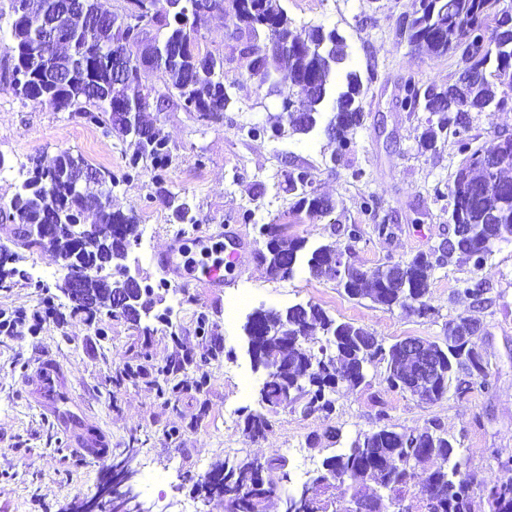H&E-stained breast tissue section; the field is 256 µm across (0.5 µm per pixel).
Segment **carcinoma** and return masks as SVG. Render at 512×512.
I'll return each mask as SVG.
<instances>
[{
  "mask_svg": "<svg viewBox=\"0 0 512 512\" xmlns=\"http://www.w3.org/2000/svg\"><path fill=\"white\" fill-rule=\"evenodd\" d=\"M204 8L209 0H138L147 3L138 23H125V13L105 15L98 0H0V21L6 20L8 42L4 49L12 66L9 91L18 98L36 101L47 98L59 109L68 111L88 126L109 137L117 134L130 140L132 154L127 158L126 177L142 170L154 172L164 203L181 224H197L188 199L163 187L162 174L171 149L157 132L143 123L155 88L142 84L141 70H156L163 79L165 94L178 100L182 109L198 120L217 122L224 118L235 98L224 85V56L203 51L195 35V21L185 13L189 2ZM69 3L81 26L63 25L58 29L65 52L43 48L36 30L43 14L55 5ZM217 13L238 21L229 39L238 42L240 52L251 58L248 79H255L274 92L281 91V75L288 74V97L296 99L300 112H290L266 129L254 126L250 134L261 137L272 131L280 136L307 134L331 103L328 135L336 140L342 153L351 150L350 130L363 121L366 88L355 71L341 73L347 54L336 32H324L312 26L301 32L281 0H214ZM399 35L414 49L433 56L455 59L458 79L446 86H418L409 77L401 86L400 107L406 112H427V127L419 139L423 151L433 150L448 128H454L456 146L462 163L450 184L436 185L434 193L450 200L451 224H466L468 233L457 238L453 250L444 253H418L407 265L406 287L395 288L388 278L398 265L387 263L372 270L352 264L336 274V247L307 246V240L281 238L276 224H263L259 234L264 250L258 259L267 264L275 279L289 278L296 266L306 264L315 278L333 280L351 299L364 297L389 309L413 308L419 315L431 313L425 296L433 270L456 257L476 269L481 268L497 242L512 241V154L490 172L480 164L485 151L473 147L468 135L467 114L512 109V3L505 0H419V6L397 22ZM118 44L134 72L125 80L112 77V70L100 64L98 53ZM87 165L86 160L63 151L53 166L35 165L31 176L9 201H0V224L37 225L80 224L85 214L95 211L99 220L87 226L94 234L112 228V255L125 251L137 237L138 221L134 212L109 210L108 194L75 188L71 172ZM288 191L294 195V209L320 221L336 223L332 218L338 202L318 194L312 168L294 166L283 173ZM497 212V223L487 221L488 212ZM15 244L31 249L55 252L63 262L72 258L67 236L42 239L14 232ZM84 287L101 307L123 290L117 281L89 279ZM253 324L265 326L266 336L255 339V351L263 364L279 370L266 373L261 390L262 403L283 407L302 403V412L329 417L335 410L336 387L341 383L360 385L366 381L367 368L384 364L386 383L394 391L409 392L413 373L402 359L401 342L387 345L372 332L351 322H338L318 305L297 304L285 310L256 309L250 315ZM322 330L326 344L318 349L307 346L316 330ZM302 340H296V337ZM446 376L426 401L434 402L455 389L458 395L474 386L489 387L488 370L481 355L470 347L441 345ZM186 354L168 368V378L157 384L160 393H176L180 382L173 374L193 364ZM243 432L251 439L270 430L269 420L247 408L241 411ZM425 468L429 493L410 488V473ZM455 459V441L431 427L414 431H396L387 426L357 435L348 451L327 457L317 474L331 473L343 491L333 498L340 505L358 497L357 485L377 487V499H384L392 512H474L470 495L471 479L461 471ZM288 481V459L275 454L266 459L249 455L211 464L197 483L198 491L209 498L225 491L235 493L224 501L226 512H265L266 498ZM487 512H512V483L493 485L484 493Z\"/></svg>",
  "mask_w": 512,
  "mask_h": 512,
  "instance_id": "carcinoma-1",
  "label": "carcinoma"
}]
</instances>
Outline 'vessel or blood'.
I'll list each match as a JSON object with an SVG mask.
<instances>
[{
	"label": "vessel or blood",
	"mask_w": 512,
	"mask_h": 512,
	"mask_svg": "<svg viewBox=\"0 0 512 512\" xmlns=\"http://www.w3.org/2000/svg\"><path fill=\"white\" fill-rule=\"evenodd\" d=\"M211 235L198 236L197 243L201 247H213L216 258L212 263H186L182 257L186 245L182 239H174L169 250L159 255L160 264L174 277L176 286L190 287L202 282L211 288H224L232 285L246 267V259L238 251L225 250L224 246H212Z\"/></svg>",
	"instance_id": "vessel-or-blood-1"
}]
</instances>
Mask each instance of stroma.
I'll return each mask as SVG.
<instances>
[{
	"mask_svg": "<svg viewBox=\"0 0 512 512\" xmlns=\"http://www.w3.org/2000/svg\"><path fill=\"white\" fill-rule=\"evenodd\" d=\"M417 2L285 0L295 26L336 31L346 45V69L369 81L354 149L342 158H334L336 145L322 122L304 135L249 136L250 127L269 124L281 106L280 97L267 96L254 81L237 91L234 106L214 123L198 121L172 99L150 102L144 116L172 151L165 186L187 197L199 231L241 238L256 251L263 245L260 225L277 224L309 245H334L365 270L406 263L451 235L448 201L435 197L432 188L454 179L462 160L455 137L445 135L435 150L421 151L426 113L396 105L405 79L441 84L456 72L453 59L418 52L398 34L399 17ZM10 65L0 47V156L47 166L68 150L117 176L111 208L137 215L140 236L127 264L131 275L150 287L153 315L137 324L103 312L88 319L61 291L58 256L20 250L18 275L0 288V318L26 316L12 334L0 335V512H62L70 503L94 498L113 459L133 437L142 442L137 491L151 512H225L223 500L203 499L195 485L206 466L227 455H286L288 486L302 487L326 457L346 451L357 434L384 425L402 431L433 424L454 439L473 479L477 512L484 508L486 487L512 481V470L504 466L512 459V242L495 244L481 269L454 261L435 270L426 294L433 312L427 316L349 298L334 281L312 277L303 264L292 277L275 279L253 259L233 286L175 287L157 257L175 238L178 222L158 199L152 173L123 179L129 143L102 136L48 100L12 96L3 77ZM469 133L476 147L493 148L500 135L512 134V109L471 113ZM294 165L313 167L318 193L338 200L335 223L293 212L294 198L282 173ZM368 196L377 200L376 210L361 209ZM245 211L252 215L247 224L241 219ZM382 222L392 224L391 237L371 234L372 225ZM350 224L364 230L362 242L350 244L344 233ZM475 288L482 289V297L472 296ZM299 303L320 305L336 320L363 326L388 344L409 336L441 343L450 321L469 317L482 327L473 344L493 388L463 396L451 391L427 403L391 391L384 365L376 364L365 385L338 386L330 418L298 407L267 411L260 400L264 373L251 362L243 325L256 308L283 310ZM163 312L169 313L168 321H159ZM203 315L208 318L204 334L198 330ZM214 336L224 351L212 359ZM186 353L196 362L178 372L183 390L176 395H160L143 380L115 382L126 365L141 362L154 373ZM47 362L59 368L68 391L67 403L51 409L35 386ZM201 379L206 385L200 389ZM245 407L267 413L271 432L252 440L239 423L225 422L228 410ZM88 426L109 440L106 455L77 447L79 428Z\"/></svg>",
	"mask_w": 512,
	"mask_h": 512,
	"instance_id": "obj_1",
	"label": "stroma"
}]
</instances>
